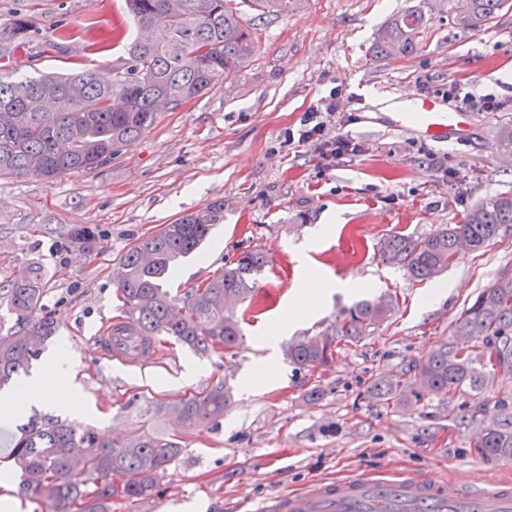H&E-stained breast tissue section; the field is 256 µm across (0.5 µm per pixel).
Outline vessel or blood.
<instances>
[{
	"label": "vessel or blood",
	"mask_w": 512,
	"mask_h": 512,
	"mask_svg": "<svg viewBox=\"0 0 512 512\" xmlns=\"http://www.w3.org/2000/svg\"><path fill=\"white\" fill-rule=\"evenodd\" d=\"M390 122L392 129H411L434 143L467 142L476 134L471 113L450 108L434 95L404 101ZM96 351L129 367L156 354L127 319L103 329ZM256 512H512V488L488 484L449 493L421 475L373 478L359 474L336 483L316 482L300 493L275 494Z\"/></svg>",
	"instance_id": "vessel-or-blood-1"
}]
</instances>
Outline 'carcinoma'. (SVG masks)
<instances>
[{
	"mask_svg": "<svg viewBox=\"0 0 512 512\" xmlns=\"http://www.w3.org/2000/svg\"><path fill=\"white\" fill-rule=\"evenodd\" d=\"M290 0H125L128 14L145 38L135 37L126 55L113 62L112 81L94 71L17 75L16 59L33 58L32 23L20 14L7 34L0 33V173L45 183L71 173L95 170L149 129L156 100L175 109L218 82L246 68L257 51L255 27L242 20V7L255 19L288 11ZM508 0H468L455 12L448 37L480 31ZM433 29L419 5L395 15L378 32L374 48L413 54ZM49 49L72 50L67 25L56 28ZM224 221V202L214 201L160 231L142 237L112 272L122 312L145 340L170 336L199 354L231 352L241 344L238 306L255 291L267 265L258 250L240 253L224 270L177 296L166 288L180 259L201 248L212 226ZM512 227V192L485 198L468 208L459 224L412 238L387 237L383 253L408 275L429 281L458 259L463 246L482 249ZM45 288L40 268L20 280L0 283V299L18 329L0 336V390L28 372L38 346L56 333L55 322L37 315ZM391 296L361 300L343 310L331 336L305 337L288 344L289 362L300 368L331 364L335 337L357 340L395 310ZM455 334L469 338L464 348L443 343L405 371L404 379L375 382L387 403L410 402L436 391L453 402L469 389L484 391L501 373L512 375V271H502L457 318ZM228 388L216 385L191 393L175 405L152 400L139 410L145 424L103 438L91 428L52 414H33L15 440L12 460L19 489L56 506V512H112V497L144 500L156 492L171 464L182 453L184 436L224 420ZM470 417L481 429L473 444L479 457L512 459V396L498 398L493 409L482 405Z\"/></svg>",
	"mask_w": 512,
	"mask_h": 512,
	"instance_id": "1",
	"label": "carcinoma"
}]
</instances>
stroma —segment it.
<instances>
[{
    "label": "stroma",
    "mask_w": 512,
    "mask_h": 512,
    "mask_svg": "<svg viewBox=\"0 0 512 512\" xmlns=\"http://www.w3.org/2000/svg\"><path fill=\"white\" fill-rule=\"evenodd\" d=\"M422 4L435 22L420 49L403 56L376 54L378 29L407 7ZM457 0H294L292 10L261 20L250 65L207 94L158 113L154 124L104 167L51 183L0 176V282L40 267L42 309L55 335L30 368L43 379L45 403L26 413H56L62 385L50 359L66 350L73 383L86 410L75 423L97 432L133 427L124 407L132 395L175 402L218 384L230 387L231 406L219 427L187 434L185 449L152 498L112 500V512H254L271 495L317 480L352 474L424 475L448 491L491 482L512 483V459L472 454L470 407L512 394V378L498 376L484 392L455 400L430 392L414 404H387L374 394L378 379L398 380L439 344L453 341L460 313L498 274L512 270V230L483 249L465 252L431 282L411 280L384 257L392 234L412 237L459 223L481 199L512 192V162L497 161L499 136L512 126V106L478 112L474 141L437 145L388 128L377 103L422 95L467 79L475 95L512 99V7L479 32L449 38ZM124 0H0V30L21 13L39 31L32 68L58 73L82 65L105 81L122 43L101 47L103 27L123 17ZM67 21L73 48L61 56L44 47L58 21ZM339 89L327 118L329 136L361 145L329 167L308 148L283 150L286 128ZM224 221L200 253L184 259L170 281L177 292L221 272L242 251L268 258L243 325L244 344L201 356L173 338L159 337L161 356L124 367L95 355V336L121 316L112 270L141 236L159 231L214 201ZM90 228L91 240L74 228ZM340 282L320 310L284 333L278 320L292 288L306 274ZM442 290L439 303L421 304ZM390 294L394 315L357 342H341L332 365L296 368L282 353L289 342L322 335L340 311L363 298ZM274 336V366L259 369ZM322 391L310 399L311 389Z\"/></svg>",
    "instance_id": "35a3bbf8"
}]
</instances>
